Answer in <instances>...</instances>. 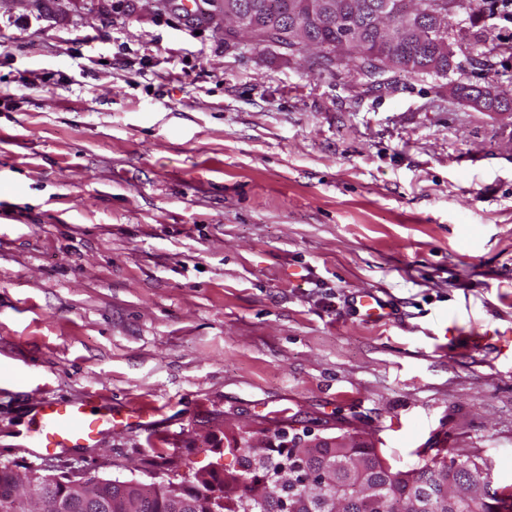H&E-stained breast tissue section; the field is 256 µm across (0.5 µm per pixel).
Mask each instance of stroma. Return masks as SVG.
I'll use <instances>...</instances> for the list:
<instances>
[{"label": "stroma", "mask_w": 512, "mask_h": 512, "mask_svg": "<svg viewBox=\"0 0 512 512\" xmlns=\"http://www.w3.org/2000/svg\"><path fill=\"white\" fill-rule=\"evenodd\" d=\"M180 2L0 0V463L151 484L283 428L512 493V118L455 93L512 95L498 26L376 90ZM89 396L111 433L24 447Z\"/></svg>", "instance_id": "stroma-1"}]
</instances>
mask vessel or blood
<instances>
[{"label": "vessel or blood", "instance_id": "obj_1", "mask_svg": "<svg viewBox=\"0 0 512 512\" xmlns=\"http://www.w3.org/2000/svg\"><path fill=\"white\" fill-rule=\"evenodd\" d=\"M113 419L112 408L103 398L50 399L38 411L26 445L48 454L81 448L110 431Z\"/></svg>", "mask_w": 512, "mask_h": 512}]
</instances>
